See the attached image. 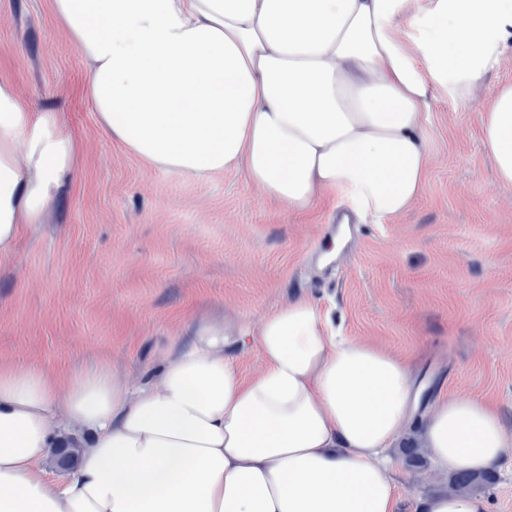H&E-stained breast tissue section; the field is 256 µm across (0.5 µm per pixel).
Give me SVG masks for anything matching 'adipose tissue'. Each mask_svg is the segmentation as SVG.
Masks as SVG:
<instances>
[{
	"label": "adipose tissue",
	"instance_id": "obj_1",
	"mask_svg": "<svg viewBox=\"0 0 512 512\" xmlns=\"http://www.w3.org/2000/svg\"><path fill=\"white\" fill-rule=\"evenodd\" d=\"M100 125L150 167L243 172L292 213L339 202L382 224L421 192L433 85L469 97L512 41V0H52ZM512 184V86L483 114ZM77 169L59 113L0 81V259ZM240 373L205 325L131 389L108 362L66 384L0 366V512H397L387 456L417 394L405 359L309 299L264 313ZM417 435L441 475L494 469L498 410L440 396ZM79 464L48 477L53 448Z\"/></svg>",
	"mask_w": 512,
	"mask_h": 512
}]
</instances>
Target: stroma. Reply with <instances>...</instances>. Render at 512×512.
<instances>
[{
  "mask_svg": "<svg viewBox=\"0 0 512 512\" xmlns=\"http://www.w3.org/2000/svg\"><path fill=\"white\" fill-rule=\"evenodd\" d=\"M51 0H0V80L60 112L81 144L74 180L14 256L0 260V365L59 383L109 362L135 389L204 323L235 364L259 316L307 298L347 336L408 358L416 414L443 394L494 404L512 434V185L497 181L481 114L512 84V46L466 102L433 87L422 192L384 224H340L318 205L284 211L237 171L199 181L156 171L112 141L84 93L87 71ZM399 512L443 486L394 449Z\"/></svg>",
  "mask_w": 512,
  "mask_h": 512,
  "instance_id": "35a3bbf8",
  "label": "stroma"
}]
</instances>
